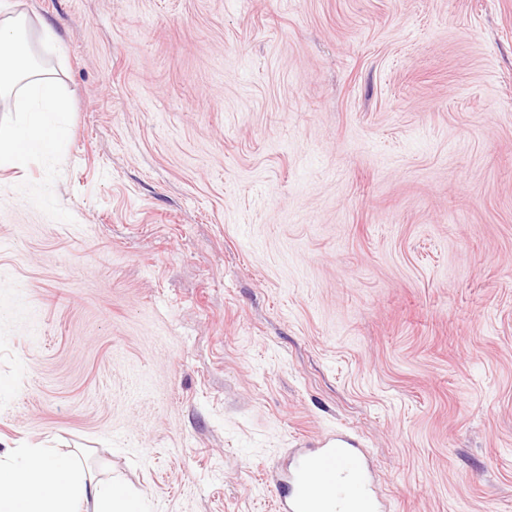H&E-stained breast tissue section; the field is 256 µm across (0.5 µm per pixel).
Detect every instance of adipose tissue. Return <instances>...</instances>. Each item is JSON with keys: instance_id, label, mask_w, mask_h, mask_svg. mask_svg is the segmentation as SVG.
I'll return each instance as SVG.
<instances>
[{"instance_id": "ef3b65f1", "label": "adipose tissue", "mask_w": 512, "mask_h": 512, "mask_svg": "<svg viewBox=\"0 0 512 512\" xmlns=\"http://www.w3.org/2000/svg\"><path fill=\"white\" fill-rule=\"evenodd\" d=\"M55 29L41 23L38 42L21 15L0 18V97L21 116L17 127L0 131V168L21 169L55 153L67 135V105L56 80L44 73L36 44L58 43ZM24 462L0 461V512H138L137 500L113 486L86 479L72 460L29 448Z\"/></svg>"}]
</instances>
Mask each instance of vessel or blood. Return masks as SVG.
<instances>
[{
	"instance_id": "1",
	"label": "vessel or blood",
	"mask_w": 512,
	"mask_h": 512,
	"mask_svg": "<svg viewBox=\"0 0 512 512\" xmlns=\"http://www.w3.org/2000/svg\"><path fill=\"white\" fill-rule=\"evenodd\" d=\"M275 484L278 512H384L368 457L347 433L305 439Z\"/></svg>"
}]
</instances>
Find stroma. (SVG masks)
Segmentation results:
<instances>
[{
    "label": "stroma",
    "mask_w": 512,
    "mask_h": 512,
    "mask_svg": "<svg viewBox=\"0 0 512 512\" xmlns=\"http://www.w3.org/2000/svg\"><path fill=\"white\" fill-rule=\"evenodd\" d=\"M70 102L0 170V458L277 512L348 430L392 512H512V0H8Z\"/></svg>",
    "instance_id": "stroma-1"
}]
</instances>
